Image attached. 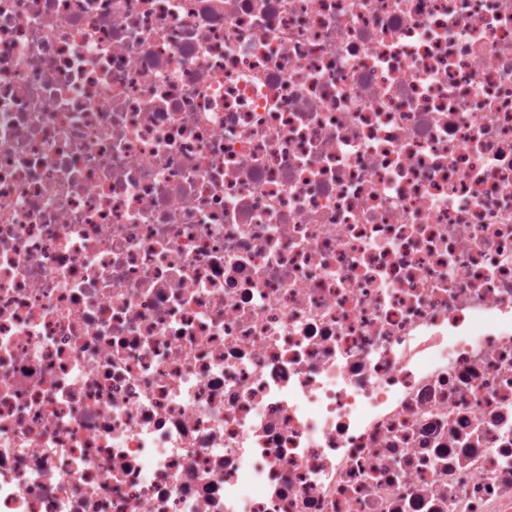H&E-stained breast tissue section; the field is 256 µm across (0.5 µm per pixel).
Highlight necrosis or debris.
I'll return each mask as SVG.
<instances>
[{"instance_id":"4bbe7bcc","label":"necrosis or debris","mask_w":512,"mask_h":512,"mask_svg":"<svg viewBox=\"0 0 512 512\" xmlns=\"http://www.w3.org/2000/svg\"><path fill=\"white\" fill-rule=\"evenodd\" d=\"M0 512H512V0H0Z\"/></svg>"}]
</instances>
